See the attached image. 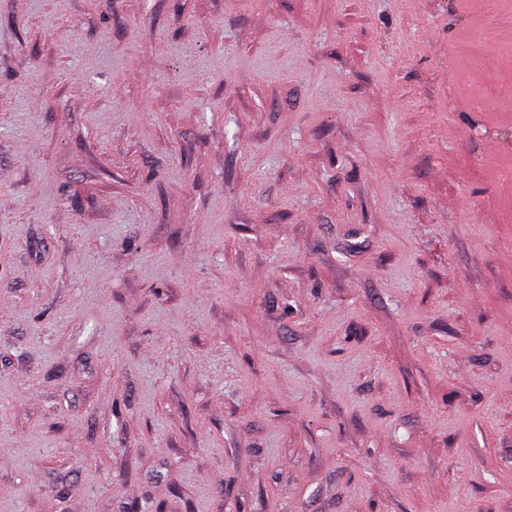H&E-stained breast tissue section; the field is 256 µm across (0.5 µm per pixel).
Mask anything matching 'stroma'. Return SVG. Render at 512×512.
I'll list each match as a JSON object with an SVG mask.
<instances>
[{
  "mask_svg": "<svg viewBox=\"0 0 512 512\" xmlns=\"http://www.w3.org/2000/svg\"><path fill=\"white\" fill-rule=\"evenodd\" d=\"M0 512H512V0H0Z\"/></svg>",
  "mask_w": 512,
  "mask_h": 512,
  "instance_id": "obj_1",
  "label": "stroma"
}]
</instances>
